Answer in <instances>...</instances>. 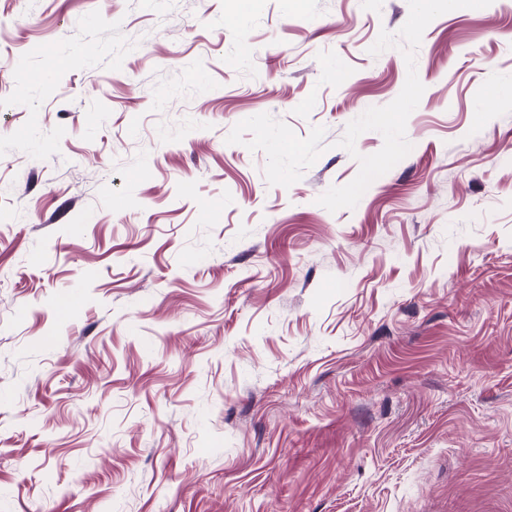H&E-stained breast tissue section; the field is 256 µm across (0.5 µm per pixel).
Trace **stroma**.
Returning <instances> with one entry per match:
<instances>
[{
  "label": "stroma",
  "mask_w": 512,
  "mask_h": 512,
  "mask_svg": "<svg viewBox=\"0 0 512 512\" xmlns=\"http://www.w3.org/2000/svg\"><path fill=\"white\" fill-rule=\"evenodd\" d=\"M0 512H512V0H0Z\"/></svg>",
  "instance_id": "stroma-1"
}]
</instances>
